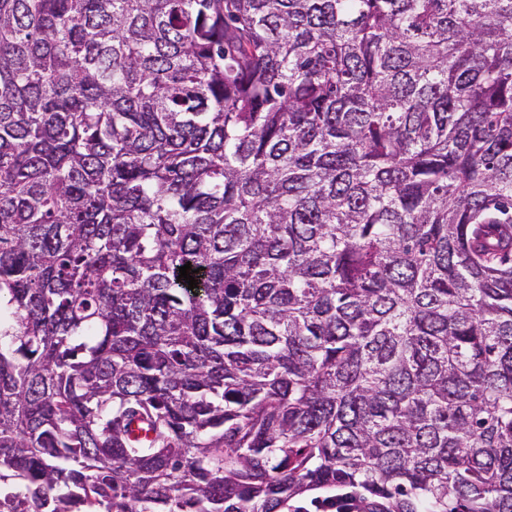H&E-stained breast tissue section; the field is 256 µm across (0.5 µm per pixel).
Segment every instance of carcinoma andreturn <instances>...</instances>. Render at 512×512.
<instances>
[{"label":"carcinoma","mask_w":512,"mask_h":512,"mask_svg":"<svg viewBox=\"0 0 512 512\" xmlns=\"http://www.w3.org/2000/svg\"><path fill=\"white\" fill-rule=\"evenodd\" d=\"M338 484L512 512V0H0V512Z\"/></svg>","instance_id":"carcinoma-1"}]
</instances>
